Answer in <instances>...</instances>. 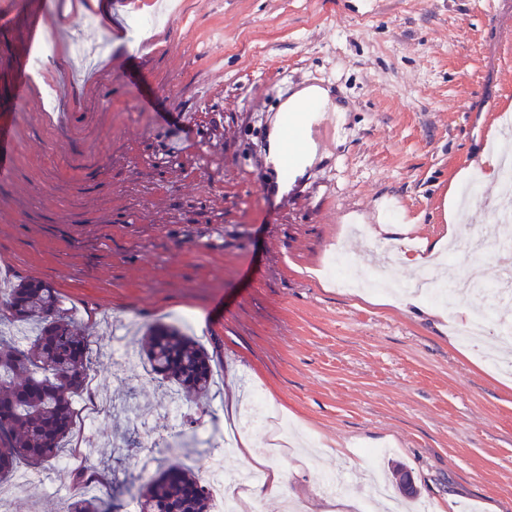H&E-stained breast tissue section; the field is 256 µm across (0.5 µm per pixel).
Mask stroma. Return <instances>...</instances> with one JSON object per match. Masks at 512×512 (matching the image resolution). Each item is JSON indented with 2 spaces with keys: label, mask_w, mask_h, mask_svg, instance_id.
I'll list each match as a JSON object with an SVG mask.
<instances>
[{
  "label": "stroma",
  "mask_w": 512,
  "mask_h": 512,
  "mask_svg": "<svg viewBox=\"0 0 512 512\" xmlns=\"http://www.w3.org/2000/svg\"><path fill=\"white\" fill-rule=\"evenodd\" d=\"M152 6L103 0H0V127L19 123L12 173L0 179V285L41 281L90 341L89 378L112 396L95 421L96 460L114 484L102 497L137 495L145 458L204 472L208 430L261 390L289 423L293 446L272 462L282 496L258 512L301 502L319 512L331 495L363 503L372 476L403 464L429 512H512V379L484 293L461 304L490 324L479 348L461 344L451 317L418 300L347 294L317 276L336 250L364 273L414 281L391 254H419L448 220L444 196L459 171L479 174L512 115V0H174L147 47L112 16ZM106 44L74 76L69 26ZM55 31L42 68L71 84L73 120L51 124L40 93L16 101L33 33ZM139 55L143 80L181 112L184 128L138 111L123 82ZM343 91L336 135L287 194L262 199L258 174L287 88ZM460 223L494 238V187ZM401 224L400 243L373 237ZM208 352L215 383L197 423L171 431L167 397L112 375L111 346L156 322L181 324ZM152 443L113 457L118 431ZM379 449L376 458L365 451ZM341 477L337 493L324 475ZM13 490L0 512H60L61 469Z\"/></svg>",
  "instance_id": "obj_1"
}]
</instances>
